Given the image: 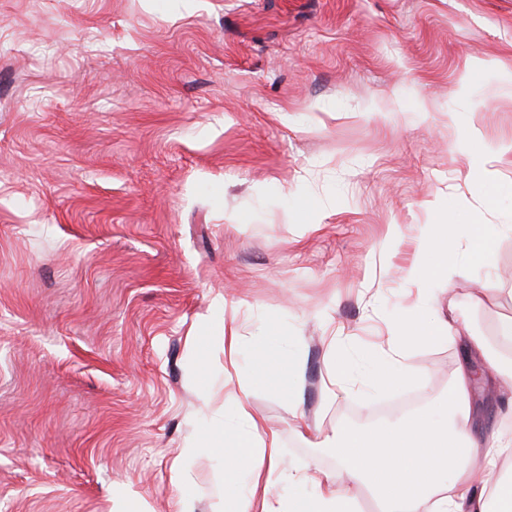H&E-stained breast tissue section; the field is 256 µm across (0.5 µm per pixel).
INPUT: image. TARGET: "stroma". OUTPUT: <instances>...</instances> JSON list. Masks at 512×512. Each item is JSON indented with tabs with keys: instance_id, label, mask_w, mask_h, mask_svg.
I'll return each instance as SVG.
<instances>
[{
	"instance_id": "obj_1",
	"label": "stroma",
	"mask_w": 512,
	"mask_h": 512,
	"mask_svg": "<svg viewBox=\"0 0 512 512\" xmlns=\"http://www.w3.org/2000/svg\"><path fill=\"white\" fill-rule=\"evenodd\" d=\"M508 68L512 0H0V512H222L227 302L278 500L335 473L338 426L445 399L460 344L407 349L397 394L367 357L420 301L512 317ZM469 224L501 227L484 262ZM439 236L434 247H426L428 260L412 271V276L418 281H427L434 276H447L448 252L454 247V237L448 232L447 224H435Z\"/></svg>"
}]
</instances>
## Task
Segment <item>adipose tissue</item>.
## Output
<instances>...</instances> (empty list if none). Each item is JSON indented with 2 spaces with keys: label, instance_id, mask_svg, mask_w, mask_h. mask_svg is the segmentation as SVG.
<instances>
[{
  "label": "adipose tissue",
  "instance_id": "ef3b65f1",
  "mask_svg": "<svg viewBox=\"0 0 512 512\" xmlns=\"http://www.w3.org/2000/svg\"><path fill=\"white\" fill-rule=\"evenodd\" d=\"M452 333L451 324L432 313L410 312L391 324L388 346L397 353ZM498 335L505 345L501 351L485 337H469L444 410L417 413L400 425L339 429L337 476H306L313 492L278 506L270 486L283 466L279 435L250 411L244 397H234L233 430L208 438L211 448L231 459L224 470V512H359L365 493L384 512H512V475L502 469L512 458V434L496 425L479 431L480 414L471 404L476 384L512 391V320L500 325Z\"/></svg>",
  "mask_w": 512,
  "mask_h": 512
}]
</instances>
